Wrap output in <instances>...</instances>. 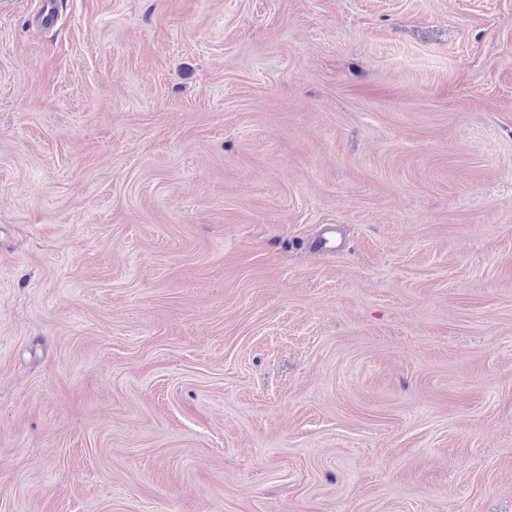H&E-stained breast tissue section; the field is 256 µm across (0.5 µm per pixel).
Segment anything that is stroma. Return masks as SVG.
Returning <instances> with one entry per match:
<instances>
[{"mask_svg":"<svg viewBox=\"0 0 512 512\" xmlns=\"http://www.w3.org/2000/svg\"><path fill=\"white\" fill-rule=\"evenodd\" d=\"M41 2L0 512H512V0Z\"/></svg>","mask_w":512,"mask_h":512,"instance_id":"obj_1","label":"stroma"}]
</instances>
